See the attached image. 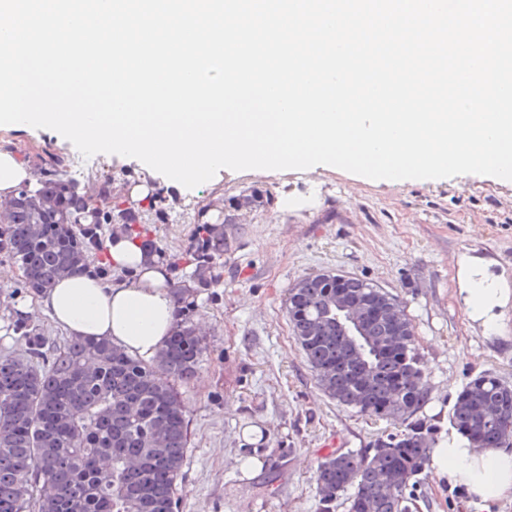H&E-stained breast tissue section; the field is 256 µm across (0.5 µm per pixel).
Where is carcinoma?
<instances>
[{"label": "carcinoma", "instance_id": "carcinoma-1", "mask_svg": "<svg viewBox=\"0 0 512 512\" xmlns=\"http://www.w3.org/2000/svg\"><path fill=\"white\" fill-rule=\"evenodd\" d=\"M63 167L53 159L38 170L0 225V261L20 271V291L39 292L91 264L112 277L114 224L130 226L131 239L162 253L147 225L165 223L166 196L150 197L140 212L115 196L109 177L80 183ZM275 202L267 189L209 198L195 217L196 234L208 246L173 266H192L194 287H214L224 267V225L240 223L244 209L268 210ZM301 282L290 289L288 317L321 390L364 416L404 425L364 452L324 457L315 475L319 510L334 512L345 494L348 512H412L413 483L430 462L432 433L418 416L428 387L410 323L381 314L402 306L356 277H346L340 289L316 275ZM342 297L378 311L358 317L344 339L340 324L348 312L336 309ZM14 330L28 338L30 354L0 355V512H175L188 442L175 383L193 379L204 352L190 308L178 307L175 330L150 363L105 340L72 339L46 351L23 318ZM450 422L476 448H511L512 386L479 375L458 393Z\"/></svg>", "mask_w": 512, "mask_h": 512}]
</instances>
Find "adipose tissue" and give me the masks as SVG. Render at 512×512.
<instances>
[{"mask_svg":"<svg viewBox=\"0 0 512 512\" xmlns=\"http://www.w3.org/2000/svg\"><path fill=\"white\" fill-rule=\"evenodd\" d=\"M113 268L133 271L130 284L107 285L88 272L61 278L31 301L46 311L68 336L104 339L129 355L150 359L162 349L175 325L176 302L167 266L138 241L113 237ZM464 303L471 319L495 329V308L503 290L498 280L467 279ZM432 460L440 477L467 495L474 512H495L512 500V448H476L457 433L435 448Z\"/></svg>","mask_w":512,"mask_h":512,"instance_id":"adipose-tissue-1","label":"adipose tissue"}]
</instances>
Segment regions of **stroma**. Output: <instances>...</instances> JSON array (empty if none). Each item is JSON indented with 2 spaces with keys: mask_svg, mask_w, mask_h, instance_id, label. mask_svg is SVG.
<instances>
[{
  "mask_svg": "<svg viewBox=\"0 0 512 512\" xmlns=\"http://www.w3.org/2000/svg\"><path fill=\"white\" fill-rule=\"evenodd\" d=\"M43 166L47 154L77 150L50 129L0 127V153ZM109 176L121 193L143 183L164 192L171 221L153 225L168 255L186 253L192 216L210 194L227 197L268 189L275 210H247L224 227V266L212 288L187 286L193 323L205 351L195 378L180 385L188 448L176 482L178 512H319L314 473L331 439L340 450L364 451L396 431L393 420L370 419L318 386L288 321V293L302 278L339 273L396 296L415 332L427 374L419 416L447 439L458 393L491 372L512 384V182L464 174L436 181L362 180L329 167L306 170H220L188 189L141 161L97 154L67 177ZM479 258L507 291L498 326L485 334L460 295L461 264ZM17 271L0 264V354L25 357L29 344L12 324L24 299ZM417 512H467L466 496L426 469L418 478Z\"/></svg>",
  "mask_w": 512,
  "mask_h": 512,
  "instance_id": "35a3bbf8",
  "label": "stroma"
}]
</instances>
